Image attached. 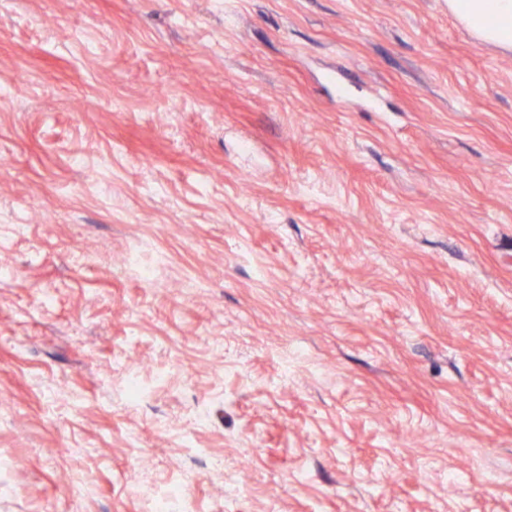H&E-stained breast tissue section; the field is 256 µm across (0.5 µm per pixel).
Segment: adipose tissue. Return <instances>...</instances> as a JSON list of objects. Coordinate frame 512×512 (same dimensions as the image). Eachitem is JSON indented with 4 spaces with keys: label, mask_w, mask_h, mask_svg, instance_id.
<instances>
[{
    "label": "adipose tissue",
    "mask_w": 512,
    "mask_h": 512,
    "mask_svg": "<svg viewBox=\"0 0 512 512\" xmlns=\"http://www.w3.org/2000/svg\"><path fill=\"white\" fill-rule=\"evenodd\" d=\"M448 11L479 40L512 52V0H448Z\"/></svg>",
    "instance_id": "obj_1"
}]
</instances>
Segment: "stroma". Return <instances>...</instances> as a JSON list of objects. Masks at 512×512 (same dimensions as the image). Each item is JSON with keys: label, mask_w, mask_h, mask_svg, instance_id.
<instances>
[{"label": "stroma", "mask_w": 512, "mask_h": 512, "mask_svg": "<svg viewBox=\"0 0 512 512\" xmlns=\"http://www.w3.org/2000/svg\"><path fill=\"white\" fill-rule=\"evenodd\" d=\"M1 84L0 512H512V53L0 0Z\"/></svg>", "instance_id": "1"}]
</instances>
